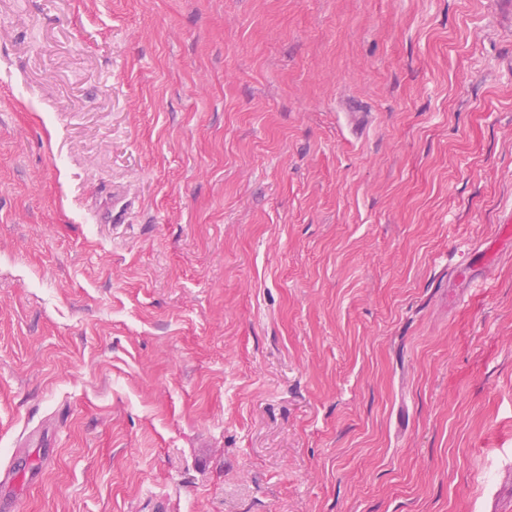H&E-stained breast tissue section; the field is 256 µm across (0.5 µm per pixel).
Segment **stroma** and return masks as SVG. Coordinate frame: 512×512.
I'll list each match as a JSON object with an SVG mask.
<instances>
[{"mask_svg":"<svg viewBox=\"0 0 512 512\" xmlns=\"http://www.w3.org/2000/svg\"><path fill=\"white\" fill-rule=\"evenodd\" d=\"M499 224L501 0H0V498L512 512Z\"/></svg>","mask_w":512,"mask_h":512,"instance_id":"stroma-1","label":"stroma"}]
</instances>
